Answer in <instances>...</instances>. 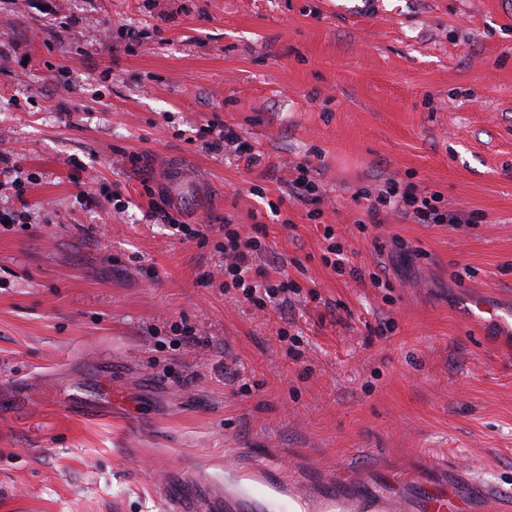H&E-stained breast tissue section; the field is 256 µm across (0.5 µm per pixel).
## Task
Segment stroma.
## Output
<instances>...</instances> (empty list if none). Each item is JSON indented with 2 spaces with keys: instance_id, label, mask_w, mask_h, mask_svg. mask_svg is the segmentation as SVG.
<instances>
[{
  "instance_id": "stroma-1",
  "label": "stroma",
  "mask_w": 512,
  "mask_h": 512,
  "mask_svg": "<svg viewBox=\"0 0 512 512\" xmlns=\"http://www.w3.org/2000/svg\"><path fill=\"white\" fill-rule=\"evenodd\" d=\"M216 121L261 163L209 152ZM0 152L31 177L0 209L32 205L0 230V512H169L164 479L200 496L229 456L309 507L346 472L512 512V345L465 308L512 310V0H0ZM176 156L213 188L173 213L207 242L152 215ZM392 180L472 223L359 228L355 191ZM226 222L265 225L299 294L225 296ZM328 225L384 285L324 266ZM297 177L291 182L295 189V196L300 201H308L316 204L320 201V196L317 195L318 184L311 180L308 176L309 168L307 164H300L296 168Z\"/></svg>"
}]
</instances>
